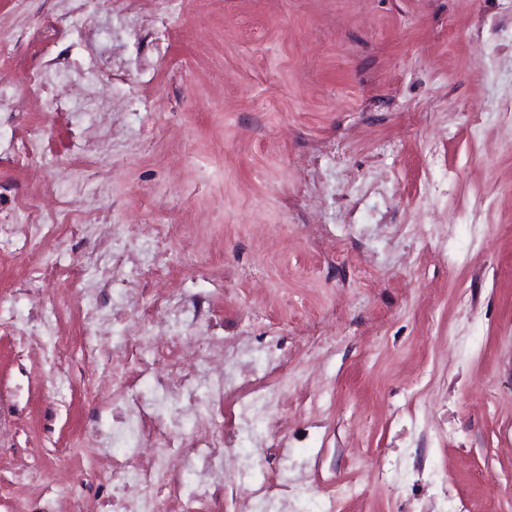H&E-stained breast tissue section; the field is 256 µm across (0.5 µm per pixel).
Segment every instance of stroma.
I'll list each match as a JSON object with an SVG mask.
<instances>
[{
  "label": "stroma",
  "instance_id": "stroma-1",
  "mask_svg": "<svg viewBox=\"0 0 512 512\" xmlns=\"http://www.w3.org/2000/svg\"><path fill=\"white\" fill-rule=\"evenodd\" d=\"M49 17L69 26L51 43ZM0 34V220L34 201L62 222L0 251V307L29 330L0 333V512H98L111 494L110 451L86 457L112 378L58 371L54 349L123 360L127 327L88 337L84 317L152 287L168 221L197 261L173 240L165 289L200 307L197 335L240 383L212 403L222 512L282 482L278 512H512V0H0ZM37 131L42 167L16 164ZM82 210L140 234L70 236ZM115 250L122 291L95 273L12 288ZM271 351L283 428L249 441L238 401Z\"/></svg>",
  "mask_w": 512,
  "mask_h": 512
}]
</instances>
